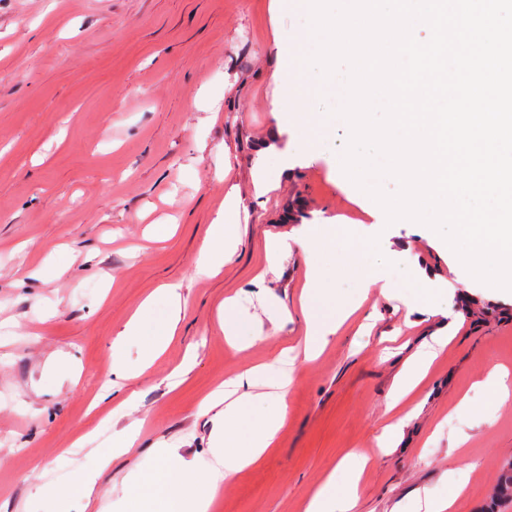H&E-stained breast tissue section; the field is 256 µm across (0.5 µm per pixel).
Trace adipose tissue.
I'll return each mask as SVG.
<instances>
[{
	"label": "adipose tissue",
	"mask_w": 512,
	"mask_h": 512,
	"mask_svg": "<svg viewBox=\"0 0 512 512\" xmlns=\"http://www.w3.org/2000/svg\"><path fill=\"white\" fill-rule=\"evenodd\" d=\"M239 199L235 192L224 198V215L210 224L197 260L208 272L219 273L234 252L238 227L234 215ZM300 250L308 267L307 282L302 295V313L306 319L304 356L314 360L348 317L345 308L324 312L327 299L333 295L331 284L336 276L356 279L362 290H369L384 279V267L389 261L380 241L359 234L349 224H306L293 233L270 236L265 245L268 265ZM163 304L165 317L160 325H151V313L156 304ZM181 294L178 285L157 289L145 298L137 312L125 323L112 342L113 353L121 352L128 341L142 347L141 367L154 363L175 336L181 320ZM454 331L446 324L424 343L408 361L392 397V406L404 403L419 386L429 368L448 343ZM295 376L292 371H274L259 365L229 380L235 399L225 405L213 419L210 437L211 458L206 464V482H197L190 467H173L172 449L158 445L154 450L157 465L152 470L133 469L125 482L131 488L127 512H211L214 500L224 482L233 479L243 469L261 460L276 440L287 415L285 397ZM136 440L134 430L124 431L111 447L98 451L96 469L82 472L73 484L48 486L53 497L66 499L79 496L91 499L98 492L99 470L130 451ZM365 455L351 451L340 463L341 477L346 481V497H338L335 477L310 498L306 512H350L358 483L366 468ZM446 493H436L426 487L414 489L406 500L397 502L392 512H450L465 486L449 480Z\"/></svg>",
	"instance_id": "1"
}]
</instances>
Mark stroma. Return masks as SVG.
Segmentation results:
<instances>
[{"label": "stroma", "instance_id": "1", "mask_svg": "<svg viewBox=\"0 0 512 512\" xmlns=\"http://www.w3.org/2000/svg\"><path fill=\"white\" fill-rule=\"evenodd\" d=\"M271 5L0 0V504L8 512H58L45 485L94 466L98 449L135 422L134 449L101 477L112 497L97 502L98 512H121L129 495L122 478L154 465L156 442L176 449L175 463L203 469L212 425L200 404L305 334L304 258L295 251L267 266L266 239L333 221L365 235L379 230L337 185L331 157L296 160L283 174L261 162L284 63L275 39L305 26L299 13ZM261 167L279 187L259 198ZM233 187L241 238L213 277L200 271L198 252ZM168 219V239L145 244L150 224ZM381 230L394 252L390 295L336 279L337 302L358 298L360 308L315 361L295 360L275 444L225 482L212 512H305L311 492L352 450L369 457L352 512H391L414 488L443 489L447 472L468 480L451 512H483L512 462V397L492 401L482 386L491 371L512 372V299L463 284L423 226ZM64 262L69 270L57 275ZM418 272L447 288L456 330L409 399L413 416L383 450L394 385L446 323L409 310L407 286ZM165 284L181 288L177 335L143 372L140 346H124L134 375L121 394L134 403L113 418L115 400L93 403L111 377L112 341ZM233 294L246 329L239 345L226 341L216 317ZM59 353L71 356L74 381L47 369ZM179 366L184 373L172 381ZM464 397L470 407L458 409Z\"/></svg>", "mask_w": 512, "mask_h": 512}]
</instances>
